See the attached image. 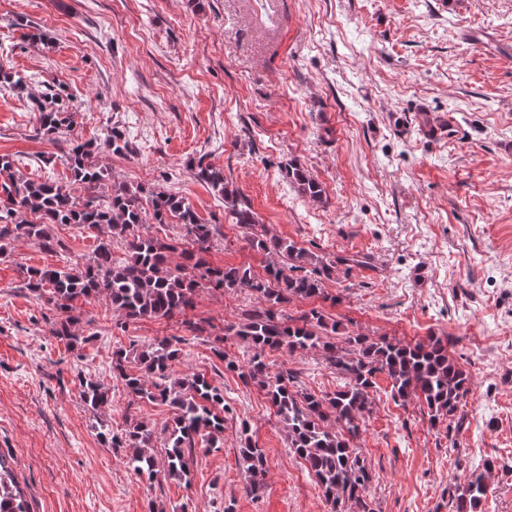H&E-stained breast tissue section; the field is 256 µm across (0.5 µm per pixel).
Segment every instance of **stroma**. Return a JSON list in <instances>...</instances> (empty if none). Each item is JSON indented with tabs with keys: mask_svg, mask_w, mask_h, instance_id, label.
Returning <instances> with one entry per match:
<instances>
[{
	"mask_svg": "<svg viewBox=\"0 0 512 512\" xmlns=\"http://www.w3.org/2000/svg\"><path fill=\"white\" fill-rule=\"evenodd\" d=\"M0 67L28 79L0 91V154L20 175L70 181L32 109L45 85L62 83L81 105L63 140L99 143L122 129L129 153L100 164L112 181L179 193L220 225L210 262L259 272L266 258L194 179L201 161L223 169L269 234L328 260L366 258L337 269L325 298L288 312L317 307L375 339L447 337L471 378L451 434L379 377L354 442L372 467L369 502L450 512L449 486L491 460L485 510L512 512V0H0ZM291 160L321 182L324 203L289 184ZM54 232L66 256L21 241L0 258V456L32 512H329L264 393L183 320L129 321L91 300L77 327L87 343L50 336L26 269L83 264L96 246L82 228ZM257 304L204 292L186 318L221 326ZM164 336L183 339L173 373L223 383L229 408L221 449H197L186 483L139 479L97 435L103 423L169 421L170 407L135 400L111 368L114 350ZM273 361L299 388L342 384L318 351ZM82 375L108 389L104 417L82 402ZM245 422L265 456L255 491L238 455Z\"/></svg>",
	"mask_w": 512,
	"mask_h": 512,
	"instance_id": "stroma-1",
	"label": "stroma"
}]
</instances>
